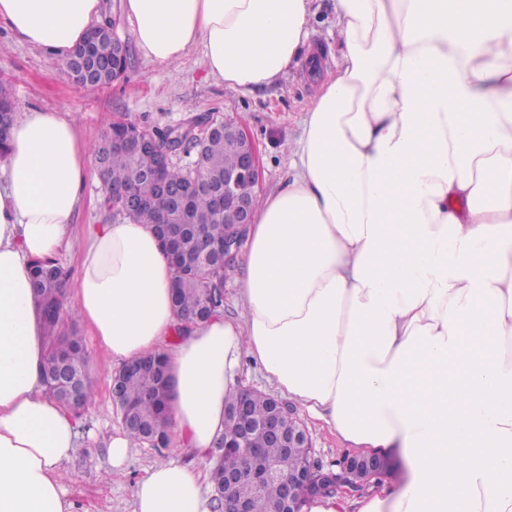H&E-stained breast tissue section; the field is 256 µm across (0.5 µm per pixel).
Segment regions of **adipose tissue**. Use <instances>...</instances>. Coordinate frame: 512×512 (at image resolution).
<instances>
[{"label": "adipose tissue", "instance_id": "1", "mask_svg": "<svg viewBox=\"0 0 512 512\" xmlns=\"http://www.w3.org/2000/svg\"><path fill=\"white\" fill-rule=\"evenodd\" d=\"M314 0H122L143 55L200 49L226 87L277 82ZM342 62L307 108L293 175L261 199L237 262L241 312L173 306L149 225L72 227L92 159L73 121L19 108L0 151V512H69L77 415L48 396L32 260L77 248L63 298L127 363L168 353L170 433L204 457L246 362L349 447L400 454L404 488L305 512H512V0H335ZM102 0H0L22 43L67 59ZM183 328L173 349L164 344ZM133 512H210L175 459Z\"/></svg>", "mask_w": 512, "mask_h": 512}]
</instances>
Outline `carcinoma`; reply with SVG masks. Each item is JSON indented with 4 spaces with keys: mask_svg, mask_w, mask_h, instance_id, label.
I'll list each match as a JSON object with an SVG mask.
<instances>
[{
    "mask_svg": "<svg viewBox=\"0 0 512 512\" xmlns=\"http://www.w3.org/2000/svg\"><path fill=\"white\" fill-rule=\"evenodd\" d=\"M83 52L71 56L67 63L74 71L77 82L86 81L94 86L109 85L115 74L125 70L126 51L112 52V39L103 29L92 27L88 39L82 44ZM14 119V101L8 89L0 84V145ZM222 121L194 123L182 129L167 131L147 130L132 122H114L109 125L103 141L94 149L96 163L100 164V175L104 186L103 206L115 213H124L119 200L112 197V188L124 186L143 194L154 192L150 176L156 167V152L143 150L130 153L112 146V137L125 134L151 137L174 152H190V149L203 146L199 163L186 166L173 164L167 172L168 179L176 184L195 183L199 188L191 192L184 201L174 203L171 213L175 222L182 225L183 242L187 258L174 266L173 304L178 313L206 311L211 316L222 309L224 304V279L235 271V264L212 269L198 270L194 264L193 228L200 225L207 237L213 241L224 240L227 225L224 213L217 209L211 189L224 185V171L236 167L240 147L230 137L224 135ZM164 205L139 208L128 214V218L138 224H148L157 228L161 223V210ZM35 299L43 316L45 337L49 347L44 362L43 377L56 378L63 370H68L79 378V393L74 409L78 412L94 400V388L88 373L87 351L83 337L72 329L62 330L61 306L65 289L68 287V274L59 262L52 258L37 260L32 266ZM251 413L256 417L270 411L268 396L254 391L250 395ZM116 416L123 414L132 419L123 423L122 428L133 443L149 444L154 448H164L168 444V389L155 373L144 375L127 374L123 377L121 398L115 408ZM320 483L312 496L335 495L333 479L324 465H315ZM211 482L214 496L213 512H224V470L211 469ZM231 496L248 503L251 512H273L282 499V485L270 480L261 486L243 482L231 490Z\"/></svg>",
    "mask_w": 512,
    "mask_h": 512,
    "instance_id": "obj_1",
    "label": "carcinoma"
}]
</instances>
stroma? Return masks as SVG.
I'll use <instances>...</instances> for the list:
<instances>
[{
    "label": "stroma",
    "mask_w": 512,
    "mask_h": 512,
    "mask_svg": "<svg viewBox=\"0 0 512 512\" xmlns=\"http://www.w3.org/2000/svg\"><path fill=\"white\" fill-rule=\"evenodd\" d=\"M315 6L311 51L322 68L332 69L340 62L335 0H315ZM102 16L114 22L117 34L127 42L129 64L121 79L98 88L74 82L56 55L17 41L0 21V80L10 84L15 102L68 113L80 140L90 148L101 142L115 121L165 129L201 119L232 120L259 150L263 193L280 187L288 176L290 148L299 136L305 105L315 92V76L306 64L290 68L273 85L243 94L209 75L199 50H191L173 66L145 58L133 41L121 0H104ZM79 333L88 352L96 398L80 417L82 446L69 465L66 499L71 512H132L136 484L172 451L146 444L132 448L123 472L104 480L109 441L120 428L110 398L116 365L89 337L87 328Z\"/></svg>",
    "instance_id": "1"
}]
</instances>
